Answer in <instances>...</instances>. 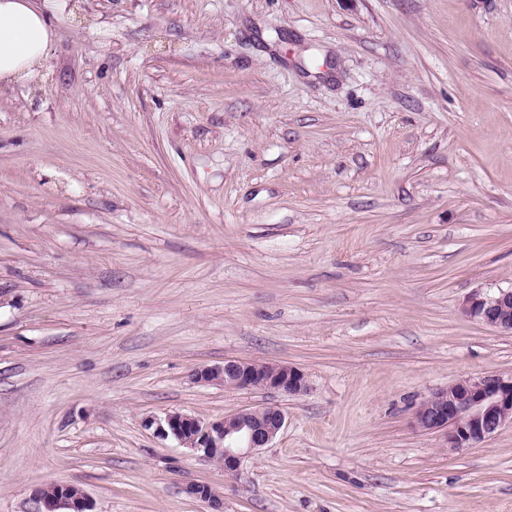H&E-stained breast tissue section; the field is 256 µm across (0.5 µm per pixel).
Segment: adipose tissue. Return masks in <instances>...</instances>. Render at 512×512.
Returning <instances> with one entry per match:
<instances>
[{
	"mask_svg": "<svg viewBox=\"0 0 512 512\" xmlns=\"http://www.w3.org/2000/svg\"><path fill=\"white\" fill-rule=\"evenodd\" d=\"M55 30L35 0H0V86L37 81Z\"/></svg>",
	"mask_w": 512,
	"mask_h": 512,
	"instance_id": "adipose-tissue-1",
	"label": "adipose tissue"
}]
</instances>
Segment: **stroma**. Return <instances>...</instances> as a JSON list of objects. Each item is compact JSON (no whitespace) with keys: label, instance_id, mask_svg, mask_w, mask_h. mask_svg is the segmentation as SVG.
Here are the masks:
<instances>
[{"label":"stroma","instance_id":"35a3bbf8","mask_svg":"<svg viewBox=\"0 0 512 512\" xmlns=\"http://www.w3.org/2000/svg\"><path fill=\"white\" fill-rule=\"evenodd\" d=\"M0 91V512H512V426L449 450L432 391L512 375V0H52ZM227 359L298 396L198 382ZM272 403L225 475L150 417ZM462 311L472 320L512 333V287L493 293L477 291L467 297ZM195 376L200 382L222 384L231 389H259L282 395L308 391L305 374L288 364L225 360L223 365L202 367ZM186 492L197 499L207 503L210 512H223L224 501L222 496L208 483L191 482L186 485ZM44 488L36 491L38 512H91L87 495L79 485H58L57 492L51 496L44 493Z\"/></svg>","mask_w":512,"mask_h":512}]
</instances>
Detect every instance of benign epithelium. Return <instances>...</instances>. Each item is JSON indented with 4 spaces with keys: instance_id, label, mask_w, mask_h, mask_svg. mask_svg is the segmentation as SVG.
Wrapping results in <instances>:
<instances>
[{
    "instance_id": "obj_1",
    "label": "benign epithelium",
    "mask_w": 512,
    "mask_h": 512,
    "mask_svg": "<svg viewBox=\"0 0 512 512\" xmlns=\"http://www.w3.org/2000/svg\"><path fill=\"white\" fill-rule=\"evenodd\" d=\"M462 311L472 320L512 333V287L493 293L477 291L467 297ZM196 379L231 389H259L282 395L308 391L305 374L288 364L226 360L222 365L197 370ZM285 421L282 408L264 404L211 420L171 412L149 420L148 426L155 427V434L162 439L172 438L206 460L221 462L224 474L229 476L238 472L249 455L270 445ZM413 423L425 432L444 433L448 448L453 450L479 444L512 426V376L484 374L438 389L417 406ZM186 492L207 503L211 512H224L223 498L210 484L191 482ZM36 498L38 512H90L87 495L76 484L59 485L51 496L41 487Z\"/></svg>"
}]
</instances>
